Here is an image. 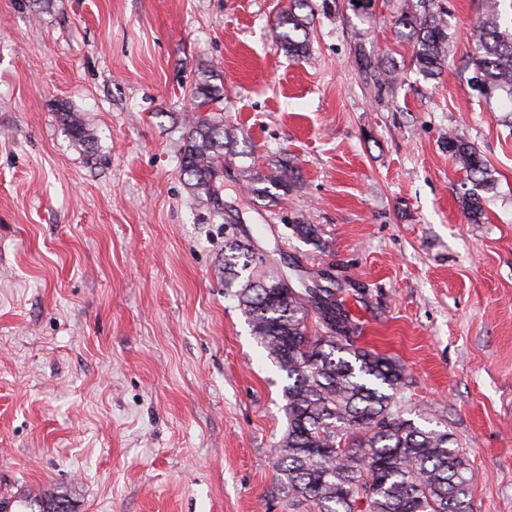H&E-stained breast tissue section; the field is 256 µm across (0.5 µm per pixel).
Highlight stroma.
<instances>
[{"label":"stroma","instance_id":"stroma-1","mask_svg":"<svg viewBox=\"0 0 512 512\" xmlns=\"http://www.w3.org/2000/svg\"><path fill=\"white\" fill-rule=\"evenodd\" d=\"M411 2L310 0L297 60L274 39L289 0H0V493L302 512L276 467L286 375L224 283L243 236L296 287L332 271L363 345L406 373L403 418L453 435L475 512H512V126L470 83L483 0H431L449 36L432 78L401 34ZM205 75L224 95L200 113L234 135L220 214L181 171ZM452 133L495 179L476 223ZM280 162L298 172L288 192L247 190ZM59 118L75 143L86 146L93 142L92 130L79 112L63 107L59 112Z\"/></svg>","mask_w":512,"mask_h":512}]
</instances>
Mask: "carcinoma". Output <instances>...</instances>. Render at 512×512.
<instances>
[{"label": "carcinoma", "mask_w": 512, "mask_h": 512, "mask_svg": "<svg viewBox=\"0 0 512 512\" xmlns=\"http://www.w3.org/2000/svg\"><path fill=\"white\" fill-rule=\"evenodd\" d=\"M504 0H484L476 28L478 54L472 58L470 82L487 100L496 96L512 116V17ZM308 0H290L276 19L277 48L292 57L308 49L305 19L296 10ZM399 24L409 29L408 40L420 71L441 73L448 60V29L417 0ZM223 88L197 83L192 99L198 108L216 102ZM59 118L72 140L86 146L92 130L82 115L67 107ZM232 136L218 117L191 115L185 123L182 172L193 195L219 205L217 181L224 176V151ZM448 152L474 186L489 189L491 170L465 139L448 137ZM297 171L286 163L268 175L252 179L250 191L269 196L265 185L286 188ZM225 283L232 286L241 272L260 257L238 239L225 244ZM245 258L243 264L236 259ZM339 288H324L325 299L304 298L278 286L276 276L244 278L236 293L251 332L285 372L288 430L278 443L281 490L309 512H474V475L445 430L424 429L395 410L396 396L405 385L404 369L393 358L360 343L354 323L338 296ZM315 312L320 329L309 332L306 319ZM65 499L44 496L31 500L38 512H68Z\"/></svg>", "instance_id": "cac0c4a2"}]
</instances>
